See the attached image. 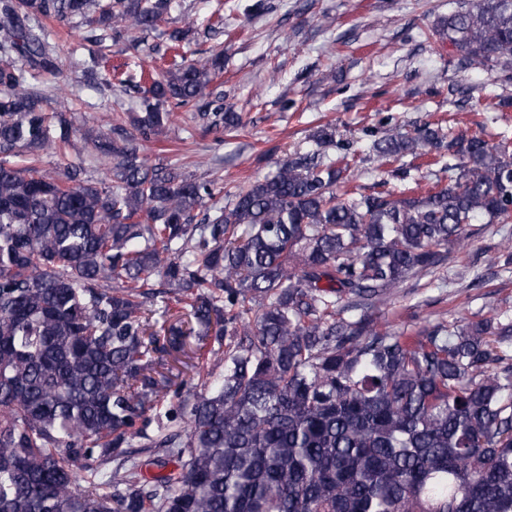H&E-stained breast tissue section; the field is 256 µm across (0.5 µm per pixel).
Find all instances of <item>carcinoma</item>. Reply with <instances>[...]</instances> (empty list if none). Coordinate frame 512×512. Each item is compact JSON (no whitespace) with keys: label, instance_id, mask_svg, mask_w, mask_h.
Segmentation results:
<instances>
[{"label":"carcinoma","instance_id":"obj_1","mask_svg":"<svg viewBox=\"0 0 512 512\" xmlns=\"http://www.w3.org/2000/svg\"><path fill=\"white\" fill-rule=\"evenodd\" d=\"M169 2L0 0V512H512V323L438 322L409 342L377 315L479 220L512 224V155L429 120L372 140L380 166L442 164L425 195L347 188L355 142L330 123L232 190L152 164L140 146L179 110L216 142L239 125L217 91L224 50L187 29L167 31L164 67L109 63L106 42L156 29ZM50 19L86 29L92 67L144 110L83 130L30 87L27 68L58 65ZM222 31L218 7L203 34ZM428 38L511 74L512 0H462ZM78 135L112 184L42 167ZM156 278L187 320L154 329ZM211 335L224 373L185 397L165 355ZM166 404L187 426L147 435ZM136 442L175 467L107 469Z\"/></svg>","mask_w":512,"mask_h":512}]
</instances>
